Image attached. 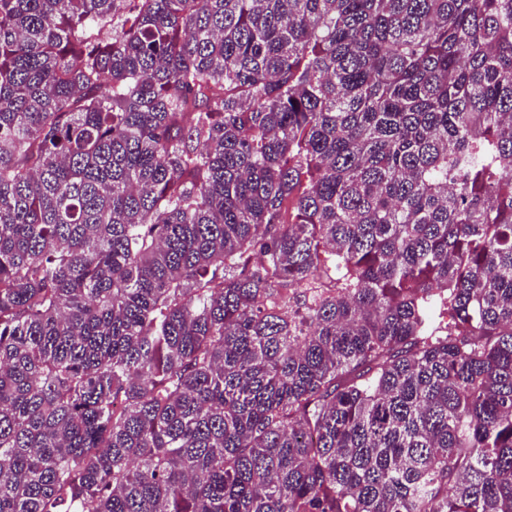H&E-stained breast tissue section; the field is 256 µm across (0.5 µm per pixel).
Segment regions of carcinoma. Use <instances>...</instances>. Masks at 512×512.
<instances>
[{"label":"carcinoma","mask_w":512,"mask_h":512,"mask_svg":"<svg viewBox=\"0 0 512 512\" xmlns=\"http://www.w3.org/2000/svg\"><path fill=\"white\" fill-rule=\"evenodd\" d=\"M0 512H512V0H0Z\"/></svg>","instance_id":"1"}]
</instances>
